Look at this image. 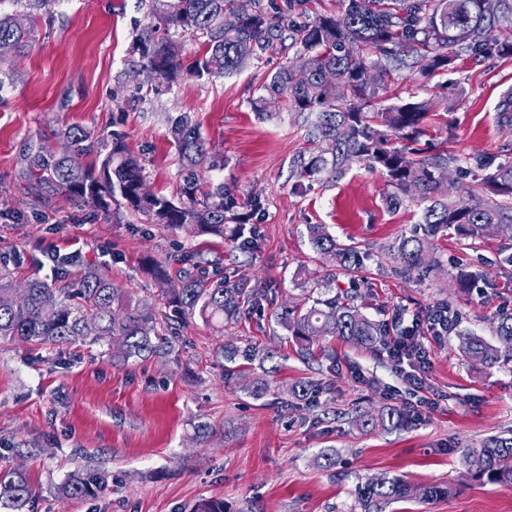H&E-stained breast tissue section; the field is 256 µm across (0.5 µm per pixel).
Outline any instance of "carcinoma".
<instances>
[{"mask_svg": "<svg viewBox=\"0 0 512 512\" xmlns=\"http://www.w3.org/2000/svg\"><path fill=\"white\" fill-rule=\"evenodd\" d=\"M152 17L166 31L193 33L203 38V50L188 70L198 79L233 75L261 53L292 39L296 55L307 62L299 77L287 62L253 101L263 114L280 103L300 114L315 115L306 132L311 147L295 161L298 179L335 178L351 163L364 162L379 171L395 189L393 197L412 195L423 204L422 223L432 233L450 227L473 238L493 235L512 224V160L487 168L480 193L458 204L443 199V180L456 158L430 154L420 147L424 120L431 102H407L375 106L376 94L394 75L403 71L421 73L446 70L467 57L491 52L512 55V0H336V10L299 23L295 20L299 0H253L254 10L227 27L224 16L235 10V0H152ZM17 17H0V42L13 46V55L27 52L31 27L19 26ZM132 50L140 58L147 77L171 86L182 76L179 46L171 37H156L146 27L136 37ZM327 69L340 72L339 85L323 82ZM169 133L177 146L183 170L179 200L146 189L144 167L130 151L126 134L114 130L104 144L100 164L86 162L96 142L79 126L63 133L64 149L42 150L31 163L29 176L40 195L61 194L106 215L125 209L146 217L170 231L210 232L224 235L231 224L232 237L249 245L244 237L250 215L259 210L253 199L250 213L239 212V203L224 184L204 183L205 174L219 160L188 113L168 119ZM309 243L321 254L332 256L338 267L353 271L360 265L356 247L340 244L322 227L312 224ZM399 261L398 273L412 279L425 269L428 247L424 240L403 237L391 246ZM186 264L178 283L162 289L166 307L173 316L187 321L198 314L206 320L233 319L238 310L240 288L224 287V276L206 277L212 261L199 254L183 257ZM80 267L78 278L68 280L69 268ZM57 280L52 287L41 280L26 285L24 300L15 298L7 273L0 271V340L36 344H68L84 336L110 339L118 344L115 357L127 361L159 351L152 342L154 317L149 308L135 303L113 286L98 266L85 265L74 253L56 261ZM281 324L291 333L304 356L326 336H337L372 349L387 330L348 302L336 297L316 298L309 306L285 311ZM497 344L473 333L462 337L465 358L484 368L504 367L512 362V312L496 318ZM363 429L390 430L412 423L400 408L385 407L377 414L357 418ZM483 461L472 477L492 484H512V436L492 435L477 448L463 453L465 465ZM108 484L100 472L87 469L70 476L62 494L71 499L97 496ZM448 485L417 488L400 478L381 477L360 483L355 502L360 512H386L393 503L416 496L424 501L451 493ZM35 490L21 472L0 473V505L11 512H28Z\"/></svg>", "mask_w": 512, "mask_h": 512, "instance_id": "cac0c4a2", "label": "carcinoma"}]
</instances>
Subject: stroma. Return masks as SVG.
Masks as SVG:
<instances>
[{"instance_id": "35a3bbf8", "label": "stroma", "mask_w": 512, "mask_h": 512, "mask_svg": "<svg viewBox=\"0 0 512 512\" xmlns=\"http://www.w3.org/2000/svg\"><path fill=\"white\" fill-rule=\"evenodd\" d=\"M150 0H0V13L35 19L26 55L0 62V270L16 289L54 277L50 253L80 254L114 286L148 303L165 340L156 355L120 363L113 345L88 336L64 345L0 341V470L23 472L37 489L32 512H190L204 498L227 512H351L357 483L382 475L411 485L452 486L429 503L406 500L387 512H512V485L471 478L465 449L512 429V369L472 368L459 332L494 341L499 312H512V228L471 239L431 236L411 197L391 201L384 177L352 163L335 181L296 186L294 159L307 148L302 114L279 108L259 118L252 100L294 50L269 51L240 73L148 83L131 51L151 22ZM512 92V57L457 61L448 71L403 73L383 100L433 99L427 127L457 159L451 197L468 202L479 160L512 159V125L499 105ZM189 113L209 150L222 158L209 181L238 203L259 199L247 251L228 236L168 232L140 216L113 219L62 196L38 197L24 180L30 156L60 149L77 125L102 137L119 129L145 167L149 190L176 196L182 183L169 117ZM322 225L355 246L362 267L338 272L315 252L306 227ZM430 237L434 267L415 280L397 275L388 248L408 234ZM221 259L225 285L243 289L236 320L216 328L195 318L171 334L159 286L147 269L161 262L177 278L181 259ZM471 272L460 289L461 272ZM336 296L357 284L363 315L387 325L440 303L454 329L431 342L432 365L412 427L365 431L357 413L402 406L411 388L387 356L325 338L302 358L279 324L321 283ZM253 343L264 364H230L223 348ZM268 389L254 398L250 388ZM301 380L316 393L295 397ZM332 453L336 466L320 468ZM105 472L108 489L81 500L61 495L74 472Z\"/></svg>"}]
</instances>
